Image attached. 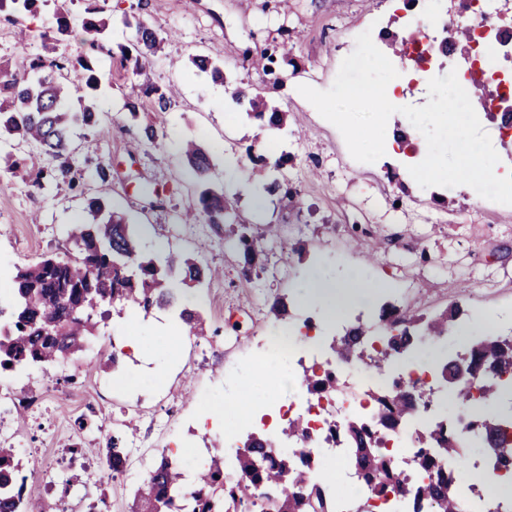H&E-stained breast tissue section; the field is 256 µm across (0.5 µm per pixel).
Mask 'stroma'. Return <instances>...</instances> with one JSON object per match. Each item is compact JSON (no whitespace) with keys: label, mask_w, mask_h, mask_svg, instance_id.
Returning a JSON list of instances; mask_svg holds the SVG:
<instances>
[{"label":"stroma","mask_w":512,"mask_h":512,"mask_svg":"<svg viewBox=\"0 0 512 512\" xmlns=\"http://www.w3.org/2000/svg\"><path fill=\"white\" fill-rule=\"evenodd\" d=\"M55 0H39L17 22L0 20V66L16 67L21 56L43 53L44 32L56 26ZM112 20L108 50L129 45L125 18L144 21L163 38L161 52L146 75L122 69L107 52H89L101 82L92 101L97 123L72 133V172L35 186L4 175L8 162L25 158L30 145L0 139V302L8 303L17 267L46 253L73 251L71 224L84 215L99 193L98 167L109 174L111 205L144 229L150 249L192 253L221 269L216 279L189 290L185 302L201 314L207 341L187 336L176 315L124 312L108 320L91 348L74 363L33 377L0 369V388L12 390L37 381L46 400L39 414H11L0 420V441L18 451L44 450L57 459L40 494L64 512H130L134 496L164 436L155 427L166 419L185 459L208 461L224 450V427L212 424L209 411L233 405V392L251 381V413L258 432L280 435L282 426L264 399L271 386L282 397L290 382L274 383L287 363L266 357L263 377L252 360L271 323L267 311L275 299L288 305V320H320L318 307H303L297 291L307 274L322 269L336 280L361 270L366 280L382 283L376 301L390 302L410 315L433 316L459 306L460 324L485 314L512 311V208L474 204L467 189L420 187L408 168L420 153L423 135L402 114L388 125L407 131L408 145L386 151L373 163L355 161L340 131L298 91L305 84L329 89L357 34L373 27L374 43L388 52L390 37L414 34L419 13L403 0H69L68 14L78 21L89 9ZM288 40L291 60L281 63L286 77L273 85L252 69L249 59ZM205 56L224 67L223 81L191 62ZM178 90L167 111L157 112L147 86ZM262 90L286 111L283 128L260 130L256 119L232 103L233 89ZM156 139L138 151L129 146L145 125ZM260 135L269 160L287 157L269 177L286 178L292 198H268L253 207L255 182L245 147ZM195 140L211 157L213 180L236 199L241 221L274 225L266 250L252 269L230 238L208 224L184 223L194 202L197 180L181 156L185 140ZM158 196H150V189ZM134 418L128 433L140 444L143 461L131 475L104 472L103 450L113 421Z\"/></svg>","instance_id":"obj_1"}]
</instances>
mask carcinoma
I'll use <instances>...</instances> for the list:
<instances>
[{"label":"carcinoma","mask_w":512,"mask_h":512,"mask_svg":"<svg viewBox=\"0 0 512 512\" xmlns=\"http://www.w3.org/2000/svg\"><path fill=\"white\" fill-rule=\"evenodd\" d=\"M38 0H0L5 9L21 16L33 11ZM57 29L42 34L47 55L22 59L14 72L0 69V136L18 138L40 148L41 153L63 159L60 174L68 175L72 165L67 155L75 126L90 127L97 114L92 105L70 112L64 102L73 94L97 89L99 76L91 60L81 53L60 50L72 32L68 13L58 12ZM134 25L132 44L121 49L120 66L135 74L143 73L148 54L160 48L162 40L141 21ZM108 26L104 18L86 17L81 28L93 44ZM194 66L211 71L214 79L224 80L223 67L204 56L191 58ZM154 109L167 111L173 90L151 87ZM232 100L245 107L251 118L266 120L268 127H281L287 113L269 104L265 96L243 90L232 93ZM186 163L195 173L201 190L197 208L184 214V221L203 219L222 233L230 231L236 249L250 263L258 255L262 234L252 224L237 222L234 204L209 181L213 164L210 156L189 142L183 149ZM250 163L263 176L269 159L255 141L246 147ZM6 172L19 173L39 185L55 174L40 165V153H32L22 162L8 165ZM268 196H292V189L274 179L261 182ZM108 184L85 208L83 221L73 225L69 237L75 254L66 258L47 255L17 269L12 279V301L0 306V369L24 372L39 365H53L72 359L88 350L98 323L115 314L120 316L129 305L144 313L180 304L186 289L210 277L213 271L191 254L173 250L144 253L135 225L124 214L110 207L105 198ZM459 310L451 308L425 320L408 316L394 305L380 309L381 326L396 332L388 350L374 359L377 369H386L399 357H415L419 351L420 331L434 336L448 334ZM179 318L188 334L204 335L203 318L196 311L181 308ZM368 329L359 325L346 337L332 340L330 349L341 358L358 355L361 338ZM469 364L475 376L483 380L487 398L500 396L498 378L512 373V340L496 335L482 336L473 345ZM379 425L393 428L406 422L420 406H429L420 395L398 387L378 393ZM502 415L484 410L475 415L469 428L483 440L497 439ZM460 432L450 424L426 429L417 436L418 450L413 466L430 470L434 480L416 487L401 477L382 451L380 441L367 426L351 422L333 438L348 443L351 462L382 493H391L412 512H421L420 502H430L433 512H457L459 475L448 472L451 460L461 455ZM272 447L266 436H250L236 457L235 469L241 479L226 480L224 457L215 455L192 487L187 488L178 465L163 456L148 472L147 486L137 492L131 512H250L258 496L271 502V512H336L326 482L311 478L314 462L282 453L268 455ZM106 466L120 474L127 464L124 439L113 435L105 448ZM0 512H46L40 495L27 486V477L16 449L0 445Z\"/></svg>","instance_id":"1"}]
</instances>
